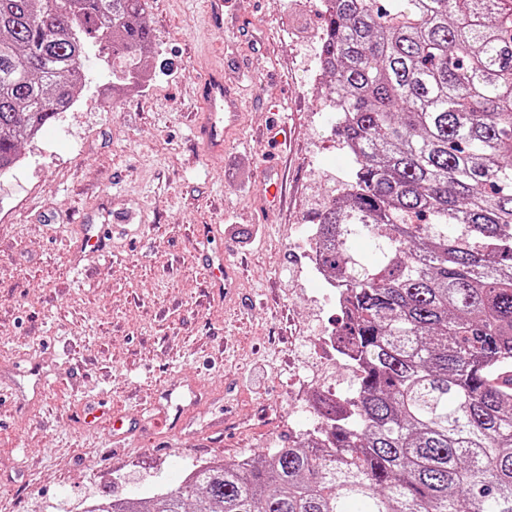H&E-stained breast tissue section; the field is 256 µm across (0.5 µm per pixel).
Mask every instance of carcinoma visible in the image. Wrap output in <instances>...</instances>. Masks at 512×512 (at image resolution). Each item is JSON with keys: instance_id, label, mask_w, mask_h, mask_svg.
I'll use <instances>...</instances> for the list:
<instances>
[{"instance_id": "obj_1", "label": "carcinoma", "mask_w": 512, "mask_h": 512, "mask_svg": "<svg viewBox=\"0 0 512 512\" xmlns=\"http://www.w3.org/2000/svg\"><path fill=\"white\" fill-rule=\"evenodd\" d=\"M352 159L314 220L357 365L316 438L86 512H512V0H328ZM147 0H0V173L76 102L87 45L144 72ZM371 239V258L351 251Z\"/></svg>"}]
</instances>
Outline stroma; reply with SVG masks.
<instances>
[{
    "label": "stroma",
    "instance_id": "stroma-1",
    "mask_svg": "<svg viewBox=\"0 0 512 512\" xmlns=\"http://www.w3.org/2000/svg\"><path fill=\"white\" fill-rule=\"evenodd\" d=\"M146 21L143 81L113 82L88 48L75 105L0 176V371L34 362L56 382L0 401V512L151 497L199 463L293 444L295 422L320 419L294 398L303 382L355 385L316 358L337 313L303 260L310 220L350 168L309 79L320 0H224L220 25L206 0H148ZM215 63L243 112L209 156L190 113ZM276 122L289 146L267 138ZM90 224L112 225L109 260L85 251ZM205 224L239 265L231 296L209 286Z\"/></svg>",
    "mask_w": 512,
    "mask_h": 512
}]
</instances>
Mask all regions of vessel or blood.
I'll use <instances>...</instances> for the list:
<instances>
[{"label":"vessel or blood","instance_id":"obj_1","mask_svg":"<svg viewBox=\"0 0 512 512\" xmlns=\"http://www.w3.org/2000/svg\"><path fill=\"white\" fill-rule=\"evenodd\" d=\"M199 99L201 109L197 114L195 133L208 153H222L228 135L240 122V93L225 83L224 70L219 67L200 77ZM202 242V254L211 274L212 287L232 291L237 283L236 271L210 228H203Z\"/></svg>","mask_w":512,"mask_h":512}]
</instances>
